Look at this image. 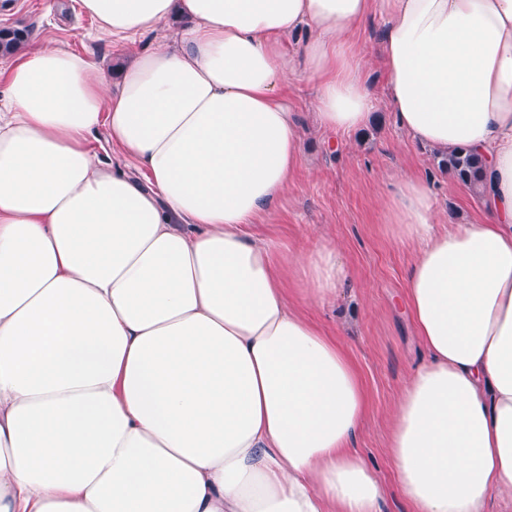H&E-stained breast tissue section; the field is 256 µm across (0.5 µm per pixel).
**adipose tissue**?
I'll list each match as a JSON object with an SVG mask.
<instances>
[{"instance_id": "adipose-tissue-1", "label": "adipose tissue", "mask_w": 512, "mask_h": 512, "mask_svg": "<svg viewBox=\"0 0 512 512\" xmlns=\"http://www.w3.org/2000/svg\"><path fill=\"white\" fill-rule=\"evenodd\" d=\"M78 5L115 41L185 26L115 81L36 34L0 71V512H379L362 378L288 297V273L323 304L349 269L249 231L302 155L290 79L316 82L323 129L369 122L349 37L371 16L399 127L486 162L482 223H436L413 177L384 206L426 353L398 487L413 512L512 503V0ZM101 128L124 164L89 148Z\"/></svg>"}]
</instances>
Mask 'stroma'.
Here are the masks:
<instances>
[{
	"instance_id": "1",
	"label": "stroma",
	"mask_w": 512,
	"mask_h": 512,
	"mask_svg": "<svg viewBox=\"0 0 512 512\" xmlns=\"http://www.w3.org/2000/svg\"><path fill=\"white\" fill-rule=\"evenodd\" d=\"M3 27H28L91 55L113 78L136 52L158 42L153 34L128 44L97 36L94 22L80 14L76 0H0ZM379 39L380 22L374 17L366 19L353 38L376 99L368 124L356 133L332 134L318 128L314 84L304 79L289 82L285 99L300 124L304 153L287 190L254 219L252 231L280 240L290 250L333 245L348 265L352 283L335 302L303 303L301 286L295 282L289 285V297L335 336L357 365L368 409L356 447L383 487L382 512H411L397 487L388 438L399 393L425 353L402 306L414 251L390 236L383 203L405 175L428 182L438 220L475 223L483 201L439 169L434 149L414 143L398 126L384 95Z\"/></svg>"
}]
</instances>
